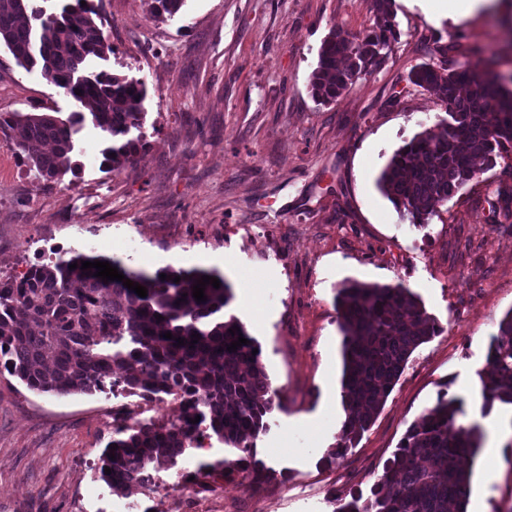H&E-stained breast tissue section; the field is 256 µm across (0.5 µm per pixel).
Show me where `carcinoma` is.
I'll use <instances>...</instances> for the list:
<instances>
[{"instance_id":"cac0c4a2","label":"carcinoma","mask_w":512,"mask_h":512,"mask_svg":"<svg viewBox=\"0 0 512 512\" xmlns=\"http://www.w3.org/2000/svg\"><path fill=\"white\" fill-rule=\"evenodd\" d=\"M27 2L0 0V45L27 70L41 65L51 82L88 111L110 141L102 150L105 169L134 164L141 138L129 134L142 126L145 84L88 71L92 59L112 52L92 0H76L37 28L32 20L38 16L28 11ZM149 2L154 15L173 16L186 0ZM374 3V24L367 32L349 35L334 29L323 40L310 80L318 101L335 102L357 75L380 64L381 51L396 39L393 0ZM411 82L436 90L448 118L439 121L437 130L425 129L402 145L378 185L417 228L435 215L436 204L478 179L473 159L488 167L499 158L512 159V89L489 69H451L444 60L438 67L419 66ZM82 120L81 112L67 123L47 112H10L0 114V134L15 143L28 171L49 187L74 170V126ZM489 204L494 216H512V186L498 187ZM100 260L58 251L50 261L30 265L22 278L0 276V368L40 394H93L122 384L159 402L179 404L175 420L136 421L113 431L96 471L116 495L132 485L154 490V477L176 468L192 447L197 416L230 457L199 463L193 482L205 487L208 479L235 471L259 488L275 480L276 471L256 458V439L267 431L274 409L284 408L282 395L272 387L261 353H253L257 345L242 321L224 315L233 298L224 276L199 269L142 273L137 282L147 296L141 298L121 281L96 277L94 268H69ZM163 274L167 279H161ZM177 276L181 280L176 283ZM203 276L221 285H206L207 300L197 302L193 286ZM334 304L342 335L345 412L329 453L336 459L356 446L414 352L442 326L400 283H345L336 289ZM167 332L172 338L164 337ZM240 336L248 343L228 350ZM485 363L488 371L478 373L483 411L496 401L512 405V309L491 336ZM460 413L461 400L440 393L436 404L407 428L370 495L353 493L349 501L335 495L334 512H448L450 505L454 512H467L483 433L477 425L457 423Z\"/></svg>"}]
</instances>
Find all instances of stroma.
Returning <instances> with one entry per match:
<instances>
[{"label":"stroma","mask_w":512,"mask_h":512,"mask_svg":"<svg viewBox=\"0 0 512 512\" xmlns=\"http://www.w3.org/2000/svg\"><path fill=\"white\" fill-rule=\"evenodd\" d=\"M398 38L381 64L336 102L311 95L318 50L332 30L369 28L373 0H186L155 18L146 0H102L98 24L112 51L96 70L142 80L144 147L136 164L102 167L92 122L75 136L73 172L43 187L0 135V273L51 253L101 255L132 270H216L230 284L226 314L261 349L285 410L257 439V457L281 472L255 487L219 479V499L175 487L116 496L95 465L112 438L106 394H38L0 375V512H333L332 496L369 493L408 426L440 391L481 414L485 351L512 309V219L488 201L511 177L502 166L459 190L422 228L402 221L377 178L406 140L446 108L410 81L424 63L488 67L512 76V0L454 20L426 0H394ZM81 106L40 68L0 47V113ZM266 288L250 309L251 273ZM403 284L443 330L423 344L356 448L333 461L345 419L334 296L344 283ZM470 502L512 512V455L485 481L474 464Z\"/></svg>","instance_id":"stroma-1"}]
</instances>
